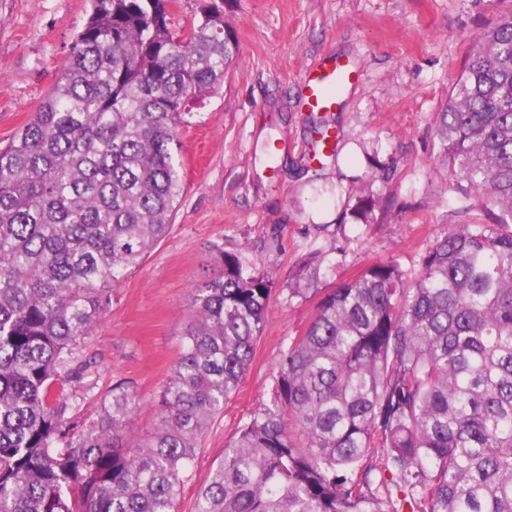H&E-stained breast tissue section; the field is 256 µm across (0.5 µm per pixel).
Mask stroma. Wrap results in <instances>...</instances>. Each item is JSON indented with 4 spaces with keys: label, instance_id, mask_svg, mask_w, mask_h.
I'll return each mask as SVG.
<instances>
[{
    "label": "stroma",
    "instance_id": "35a3bbf8",
    "mask_svg": "<svg viewBox=\"0 0 512 512\" xmlns=\"http://www.w3.org/2000/svg\"><path fill=\"white\" fill-rule=\"evenodd\" d=\"M239 55L222 82L189 98L176 149L185 193L172 227L112 290L84 353L95 387L76 402L96 419L112 386L140 398L137 430L154 431L160 391L190 327V296L220 272L213 246L268 277V321L238 391L200 440L175 512H195L204 485L250 415L268 402L280 355L314 314L305 285L329 290L379 261L416 272L451 224H470L478 200H461L435 163L436 115L444 111L480 34L512 0H220ZM89 0H0V142L54 88L86 24ZM361 73L330 119L335 156L313 161L316 136L301 75L324 56ZM380 198L363 212L358 199ZM320 252L317 278L298 282L301 260Z\"/></svg>",
    "mask_w": 512,
    "mask_h": 512
}]
</instances>
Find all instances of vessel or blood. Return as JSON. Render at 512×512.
Returning a JSON list of instances; mask_svg holds the SVG:
<instances>
[{
	"instance_id": "obj_1",
	"label": "vessel or blood",
	"mask_w": 512,
	"mask_h": 512,
	"mask_svg": "<svg viewBox=\"0 0 512 512\" xmlns=\"http://www.w3.org/2000/svg\"><path fill=\"white\" fill-rule=\"evenodd\" d=\"M305 106L308 110H331L340 103L342 92L358 84L360 72L341 57H326L304 71Z\"/></svg>"
}]
</instances>
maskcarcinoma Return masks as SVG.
Listing matches in <instances>:
<instances>
[{"mask_svg":"<svg viewBox=\"0 0 512 512\" xmlns=\"http://www.w3.org/2000/svg\"><path fill=\"white\" fill-rule=\"evenodd\" d=\"M90 2L59 81L0 146V512H173L273 293L216 249L145 436L125 382L88 424L76 396L52 395L92 388L86 340L184 194L181 107L239 53L216 13L183 35L167 0ZM436 135L482 223L448 225L412 276L376 263L316 302L196 512H512V14L483 34ZM375 469L400 499L372 489Z\"/></svg>","mask_w":512,"mask_h":512,"instance_id":"cac0c4a2","label":"carcinoma"}]
</instances>
